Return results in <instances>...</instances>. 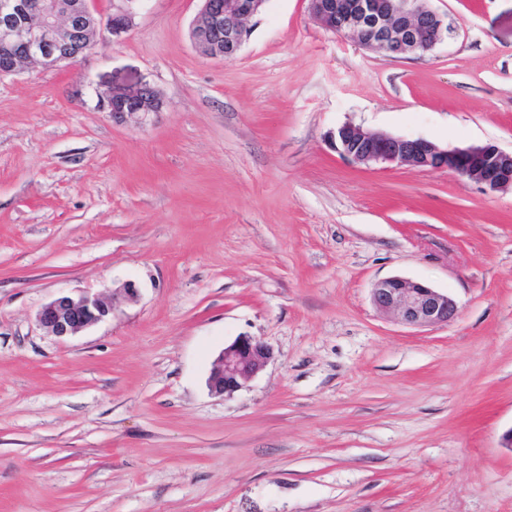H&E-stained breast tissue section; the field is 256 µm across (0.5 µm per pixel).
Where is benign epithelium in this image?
I'll use <instances>...</instances> for the list:
<instances>
[{"instance_id": "benign-epithelium-1", "label": "benign epithelium", "mask_w": 512, "mask_h": 512, "mask_svg": "<svg viewBox=\"0 0 512 512\" xmlns=\"http://www.w3.org/2000/svg\"><path fill=\"white\" fill-rule=\"evenodd\" d=\"M107 20L96 17L88 0H0V75L27 65L45 70L75 65L97 49L103 34L119 36L132 24V0H117ZM266 0H203L195 22L194 45L207 56L233 61L250 36L249 21ZM309 11L328 30L352 37L359 46L398 58L424 55L448 39L452 28L430 0H308ZM160 93L148 83L114 85L100 95L99 107L122 122L142 120L162 110ZM336 152L355 165L412 166L448 170L490 191L512 188V153L494 145L441 148L425 139H409L346 123L330 133ZM374 306L413 327L446 325L458 313L455 300L425 283L401 277L382 279L371 290ZM114 303L97 293L60 295L46 304L38 322L58 338H68L108 317ZM272 359L270 348L250 336L224 346L208 378L212 393L230 397Z\"/></svg>"}]
</instances>
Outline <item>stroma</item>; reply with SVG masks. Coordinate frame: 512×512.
Listing matches in <instances>:
<instances>
[{"instance_id": "obj_1", "label": "stroma", "mask_w": 512, "mask_h": 512, "mask_svg": "<svg viewBox=\"0 0 512 512\" xmlns=\"http://www.w3.org/2000/svg\"><path fill=\"white\" fill-rule=\"evenodd\" d=\"M430 5L448 40L392 58L269 0L225 62L202 0H140L75 66L0 76V512H512V189L327 142L512 152V0ZM139 82L163 111L113 122L100 93ZM392 276L456 319L378 310ZM84 292L120 300L39 324ZM240 336L273 357L213 394ZM371 300L377 309L393 312L398 322L413 327L445 325L458 313L457 303L448 293L401 277L376 282ZM112 302L97 293L84 292L79 296L60 295L46 304L38 314V322L58 338H68L108 317L114 309Z\"/></svg>"}]
</instances>
